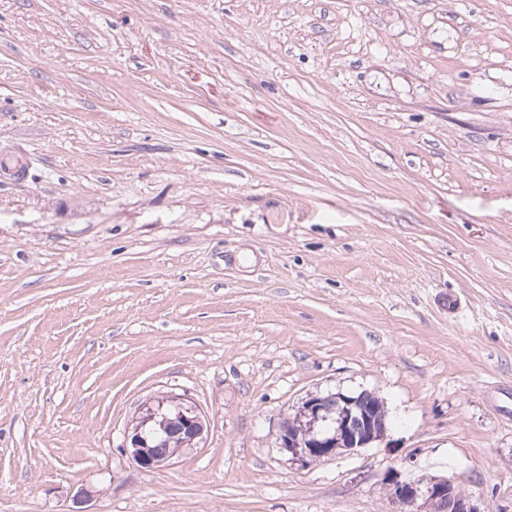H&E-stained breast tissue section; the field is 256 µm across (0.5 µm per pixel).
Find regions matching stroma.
Masks as SVG:
<instances>
[{"instance_id": "obj_1", "label": "stroma", "mask_w": 512, "mask_h": 512, "mask_svg": "<svg viewBox=\"0 0 512 512\" xmlns=\"http://www.w3.org/2000/svg\"><path fill=\"white\" fill-rule=\"evenodd\" d=\"M4 155L0 512H512V0H0ZM338 391L386 439L292 463ZM161 399L157 398L150 404L145 406L152 407L156 412L155 421L152 422L149 427L153 431V436L158 446L155 451L158 456H171L177 448H194L196 447L197 438L202 440L204 432V417L202 412L192 405H188V413L184 410L185 416L183 424L186 429L193 434L195 440L192 441V437L187 434L186 431H182L181 419L177 417V406L171 403H165L161 405ZM149 420V416L141 409L125 432L123 451L141 469L152 470L169 466L172 463L171 457L160 460L153 454V437L145 429ZM389 486V496L393 504L399 506L422 499L428 512H480L469 498L457 494L455 485L448 479L421 477L411 482L395 480Z\"/></svg>"}]
</instances>
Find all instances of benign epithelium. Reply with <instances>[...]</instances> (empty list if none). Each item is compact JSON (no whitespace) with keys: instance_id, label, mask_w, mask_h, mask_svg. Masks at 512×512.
I'll return each mask as SVG.
<instances>
[{"instance_id":"7a95c632","label":"benign epithelium","mask_w":512,"mask_h":512,"mask_svg":"<svg viewBox=\"0 0 512 512\" xmlns=\"http://www.w3.org/2000/svg\"><path fill=\"white\" fill-rule=\"evenodd\" d=\"M333 399L336 400L334 431L321 433L307 443L290 436L280 438V448L302 467L316 456L351 453L380 442L387 436L385 420L377 417L374 406L365 396L351 398L338 392ZM297 410L309 417L314 425L327 420L320 397L312 396L303 400ZM148 422L149 416L139 411L132 426L125 432L123 451L141 469L152 470L171 465L172 459L160 460L154 456L153 437L146 431ZM183 424L194 438L203 436L204 417L197 407L189 406ZM389 496L399 506L421 499L428 512H480L469 498L458 495L455 485L447 479L421 477L411 482L395 480L390 484Z\"/></svg>"}]
</instances>
